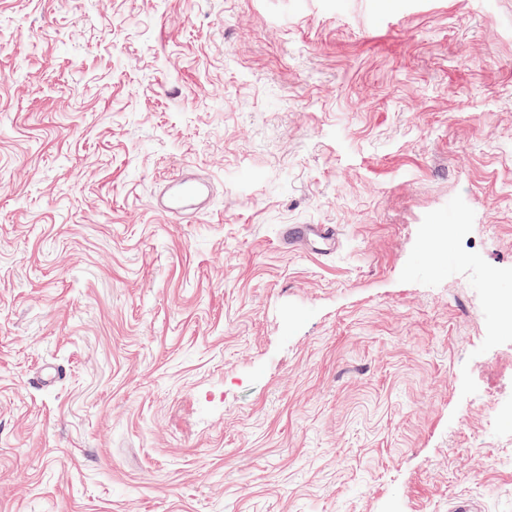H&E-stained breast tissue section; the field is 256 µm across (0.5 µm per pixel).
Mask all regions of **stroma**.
I'll use <instances>...</instances> for the list:
<instances>
[{"label": "stroma", "instance_id": "1", "mask_svg": "<svg viewBox=\"0 0 512 512\" xmlns=\"http://www.w3.org/2000/svg\"><path fill=\"white\" fill-rule=\"evenodd\" d=\"M503 286L512 0H0V512H512ZM212 185L204 177L188 171L165 184L155 201L157 210L172 220L206 212ZM339 238V229L333 224H284L279 231V242L283 248H316L321 255L334 252Z\"/></svg>", "mask_w": 512, "mask_h": 512}]
</instances>
